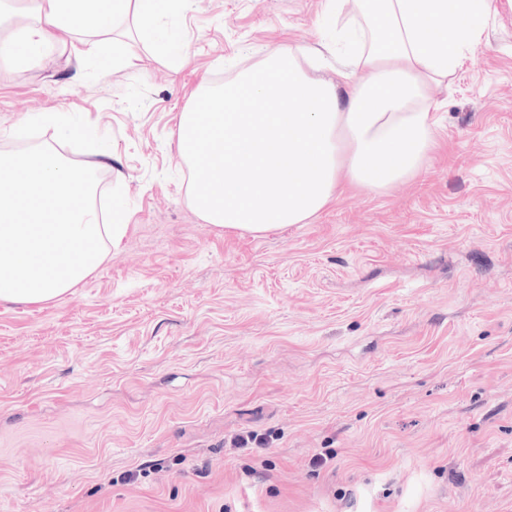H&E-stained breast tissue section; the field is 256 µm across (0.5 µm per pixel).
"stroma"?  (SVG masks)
I'll use <instances>...</instances> for the list:
<instances>
[{
  "label": "stroma",
  "mask_w": 512,
  "mask_h": 512,
  "mask_svg": "<svg viewBox=\"0 0 512 512\" xmlns=\"http://www.w3.org/2000/svg\"><path fill=\"white\" fill-rule=\"evenodd\" d=\"M324 0H193L186 58L0 61V152L38 113L111 140L123 246L0 303V512H512V6L441 102L438 146L307 224H207L178 159L202 81L321 36ZM254 432L263 448H231Z\"/></svg>",
  "instance_id": "35a3bbf8"
}]
</instances>
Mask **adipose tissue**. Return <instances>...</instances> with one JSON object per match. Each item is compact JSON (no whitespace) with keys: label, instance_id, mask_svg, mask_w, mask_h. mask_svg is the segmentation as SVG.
<instances>
[{"label":"adipose tissue","instance_id":"1","mask_svg":"<svg viewBox=\"0 0 512 512\" xmlns=\"http://www.w3.org/2000/svg\"><path fill=\"white\" fill-rule=\"evenodd\" d=\"M188 2L31 0L29 24L10 26L0 12V58L28 64L80 33L78 61L92 52L129 66L144 43L180 61L181 44L158 21ZM489 9V0H327L335 44L270 49L258 66L204 87L203 109L182 114L192 207L215 227L261 235L307 223L343 185L383 193L417 176L438 141L432 90L470 58ZM118 20L131 21L135 41H105ZM328 55L331 80L301 63Z\"/></svg>","mask_w":512,"mask_h":512}]
</instances>
